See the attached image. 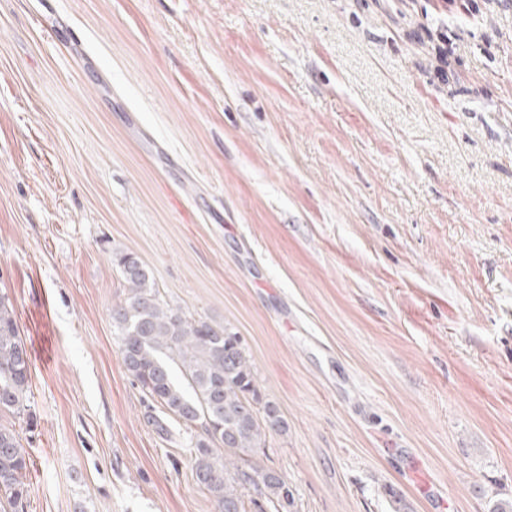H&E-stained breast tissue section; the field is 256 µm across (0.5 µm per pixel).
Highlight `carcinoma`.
Returning a JSON list of instances; mask_svg holds the SVG:
<instances>
[{"label": "carcinoma", "instance_id": "obj_1", "mask_svg": "<svg viewBox=\"0 0 512 512\" xmlns=\"http://www.w3.org/2000/svg\"><path fill=\"white\" fill-rule=\"evenodd\" d=\"M127 296L112 309L119 351L132 381L168 413L201 429L190 449L197 483L218 512H245L241 489L266 501L291 504L281 474L242 454L265 447L287 428L277 406L261 402L260 387L241 340L220 325L192 319L170 307L132 252L115 255ZM30 359L14 307L0 296V413L26 412ZM30 457L13 426L0 424V504L17 509L28 495Z\"/></svg>", "mask_w": 512, "mask_h": 512}]
</instances>
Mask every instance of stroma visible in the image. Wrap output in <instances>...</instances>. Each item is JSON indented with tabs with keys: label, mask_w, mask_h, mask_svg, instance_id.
<instances>
[{
	"label": "stroma",
	"mask_w": 512,
	"mask_h": 512,
	"mask_svg": "<svg viewBox=\"0 0 512 512\" xmlns=\"http://www.w3.org/2000/svg\"><path fill=\"white\" fill-rule=\"evenodd\" d=\"M131 251L240 337L291 512L512 498V0H0L24 512H217L134 385Z\"/></svg>",
	"instance_id": "35a3bbf8"
}]
</instances>
